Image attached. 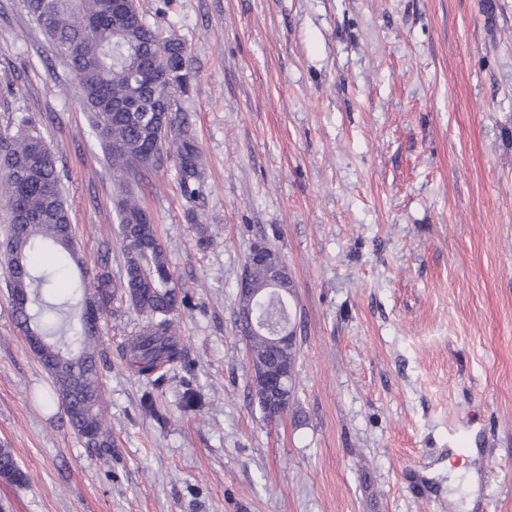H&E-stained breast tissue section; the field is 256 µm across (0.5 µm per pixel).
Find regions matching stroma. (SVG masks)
<instances>
[{
    "mask_svg": "<svg viewBox=\"0 0 512 512\" xmlns=\"http://www.w3.org/2000/svg\"><path fill=\"white\" fill-rule=\"evenodd\" d=\"M191 63L173 107L205 172L140 171L188 294L185 370L121 360L145 318L104 315L109 451L75 435L19 332L0 264V512H512V0H138ZM49 40L0 0V131L54 150L90 272L124 254L113 173ZM294 281L286 414L263 419L236 323L245 257ZM201 407L184 410L185 387ZM154 394L166 424L141 410ZM0 477L19 487L26 484V476L10 448H0Z\"/></svg>",
    "mask_w": 512,
    "mask_h": 512,
    "instance_id": "obj_1",
    "label": "stroma"
}]
</instances>
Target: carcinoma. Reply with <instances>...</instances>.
Instances as JSON below:
<instances>
[{"label": "carcinoma", "mask_w": 512, "mask_h": 512, "mask_svg": "<svg viewBox=\"0 0 512 512\" xmlns=\"http://www.w3.org/2000/svg\"><path fill=\"white\" fill-rule=\"evenodd\" d=\"M35 26L53 44L78 82V100L112 171L129 177L115 203L118 237L125 263L116 278L107 272L88 284V270L77 249L75 230L63 195L57 158L26 119L13 132L0 133V206L7 220L3 248L13 315L26 341L41 338L34 355L49 373L54 392L74 433L94 452L112 447L102 417L98 351L99 315L120 295L145 319L128 337L121 354L135 376L160 386L167 373L189 365L188 351L173 315L185 298L175 287L168 256L150 224L133 182L137 172L161 162L172 148L184 193L193 199L204 183L200 152L189 125L171 116L166 128L152 126L156 112L172 107L189 78L184 44L164 36L139 14L135 0H22ZM268 260L248 269L247 293H236L237 327L246 341L254 374L281 363L296 366V345L278 347L270 324L290 317L287 301L269 295L277 276L288 282L279 251L259 244ZM47 261L78 270L71 283L80 309L42 297L55 270L35 267ZM264 318L247 330L245 315ZM0 477L21 487L26 476L9 448H0Z\"/></svg>", "instance_id": "1"}]
</instances>
